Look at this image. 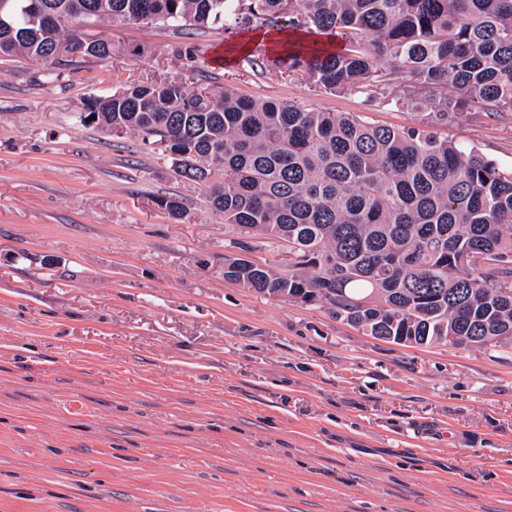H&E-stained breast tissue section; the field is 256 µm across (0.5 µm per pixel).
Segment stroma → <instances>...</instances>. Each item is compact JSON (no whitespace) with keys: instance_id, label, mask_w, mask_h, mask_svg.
Segmentation results:
<instances>
[{"instance_id":"1","label":"stroma","mask_w":512,"mask_h":512,"mask_svg":"<svg viewBox=\"0 0 512 512\" xmlns=\"http://www.w3.org/2000/svg\"><path fill=\"white\" fill-rule=\"evenodd\" d=\"M110 32L111 60L58 82L0 61V512H512V348L397 345L225 279L227 254L281 270L287 250L226 224L138 136L77 119L124 83L206 74L415 114L289 80L261 41L224 62L236 29L196 38L193 71L169 31ZM447 134L512 165V116Z\"/></svg>"}]
</instances>
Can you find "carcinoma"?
<instances>
[{
    "instance_id": "obj_1",
    "label": "carcinoma",
    "mask_w": 512,
    "mask_h": 512,
    "mask_svg": "<svg viewBox=\"0 0 512 512\" xmlns=\"http://www.w3.org/2000/svg\"><path fill=\"white\" fill-rule=\"evenodd\" d=\"M273 16L340 42L290 45L271 67L331 95L416 110L418 121L168 79L96 97L79 121L89 110L113 136L137 135L180 179L207 184L224 223L287 242L286 273L224 258L250 291L301 293L381 340L499 346L512 333V168L438 130L512 114V0H0V58L50 64L60 80L90 45L112 58L106 25L151 22L185 38L172 53L192 71L198 32Z\"/></svg>"
}]
</instances>
